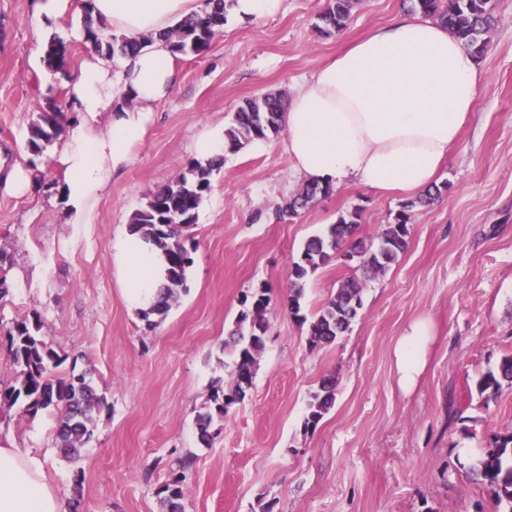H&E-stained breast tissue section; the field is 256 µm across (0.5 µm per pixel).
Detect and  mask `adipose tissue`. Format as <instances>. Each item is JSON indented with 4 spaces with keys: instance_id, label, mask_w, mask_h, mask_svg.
<instances>
[{
    "instance_id": "obj_1",
    "label": "adipose tissue",
    "mask_w": 512,
    "mask_h": 512,
    "mask_svg": "<svg viewBox=\"0 0 512 512\" xmlns=\"http://www.w3.org/2000/svg\"><path fill=\"white\" fill-rule=\"evenodd\" d=\"M204 0H93L92 24L105 34L145 39L133 56L90 54L65 83L76 110L54 157L64 169V223L90 224L114 173L144 143L157 107L178 84L163 35ZM484 74L446 27L399 11L318 66L288 100L285 149L305 183L415 193L434 183L474 111ZM129 308L148 309L164 283L160 252L127 231L112 242ZM431 325L410 323L394 347L398 384L413 386L426 366ZM0 512H68L41 458L0 445Z\"/></svg>"
}]
</instances>
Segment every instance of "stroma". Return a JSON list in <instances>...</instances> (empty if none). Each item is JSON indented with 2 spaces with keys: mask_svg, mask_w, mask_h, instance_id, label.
Listing matches in <instances>:
<instances>
[{
  "mask_svg": "<svg viewBox=\"0 0 512 512\" xmlns=\"http://www.w3.org/2000/svg\"><path fill=\"white\" fill-rule=\"evenodd\" d=\"M400 0H356L347 27L327 35V0H284L274 17L227 19L199 56L176 60L180 82L129 167L113 177L92 224H64L58 192L19 198L0 190V250L11 258L0 298V387L14 384L8 332L39 320L63 359L58 374H91L106 400L78 457L56 447L58 414L0 405V440L31 448L68 512H165L156 494L174 469L186 476L184 512H495L461 468L512 432V387L485 401L476 381L512 353V0H494L496 25L479 61L485 84L437 182L450 189L412 214L407 248L365 282L362 306L339 343L310 348L289 310L288 272L306 240L343 212L362 210L357 237L393 223L406 197L345 187L279 219L298 180L283 137L226 154L211 175L187 247L186 286L166 317L147 325L122 295L112 241L151 192L193 162L206 127L230 122L246 100L290 97L323 61L388 24ZM28 0H0V155L62 182L52 153L31 157L28 126L66 79L43 63L49 38L93 47L71 14L35 35ZM351 270L332 260L308 279L301 312H317ZM270 288L269 331L253 386L198 440L196 418L231 380L224 340L246 294ZM432 323L427 366L402 390L392 349L415 319ZM336 404L305 429L311 395L327 376Z\"/></svg>",
  "mask_w": 512,
  "mask_h": 512,
  "instance_id": "stroma-1",
  "label": "stroma"
}]
</instances>
